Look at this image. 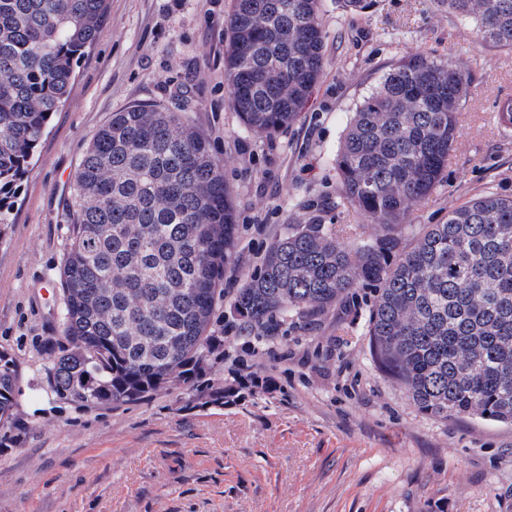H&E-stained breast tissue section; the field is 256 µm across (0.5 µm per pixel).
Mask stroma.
<instances>
[{
    "instance_id": "stroma-1",
    "label": "stroma",
    "mask_w": 512,
    "mask_h": 512,
    "mask_svg": "<svg viewBox=\"0 0 512 512\" xmlns=\"http://www.w3.org/2000/svg\"><path fill=\"white\" fill-rule=\"evenodd\" d=\"M232 0H108L106 26L74 66L0 224V350L21 373L16 429H0V512H512V425L421 414L372 352L363 301L314 327L287 319L266 361L229 332L198 388L82 409L48 388L66 346L61 264L74 172L114 112L160 104L184 113L224 168L237 222L231 300L296 224H329L343 244L379 231L344 204L336 170L356 104L404 55L471 60L473 83L443 178L409 213L406 237L485 191L512 197V50L477 42L438 0H323L326 66L295 122L246 129L224 75ZM270 378L214 398L230 365Z\"/></svg>"
}]
</instances>
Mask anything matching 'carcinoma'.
I'll list each match as a JSON object with an SVG mask.
<instances>
[{
    "mask_svg": "<svg viewBox=\"0 0 512 512\" xmlns=\"http://www.w3.org/2000/svg\"><path fill=\"white\" fill-rule=\"evenodd\" d=\"M483 43L512 49V0H446ZM106 0H0V224L73 62L99 37ZM224 73L234 110L270 136L298 118L325 67L321 0H234ZM472 82L468 66L401 58L356 107L336 169L344 202L383 227L340 245L329 224L292 228L233 300L246 335L276 336L369 290L379 366L418 409L443 419L512 423V198L486 192L403 238L448 161ZM207 138L180 113H112L73 176L63 259V332L49 383L78 408L133 403L224 346L219 313L233 210ZM15 358L0 350V428L14 421Z\"/></svg>",
    "mask_w": 512,
    "mask_h": 512,
    "instance_id": "1",
    "label": "carcinoma"
}]
</instances>
